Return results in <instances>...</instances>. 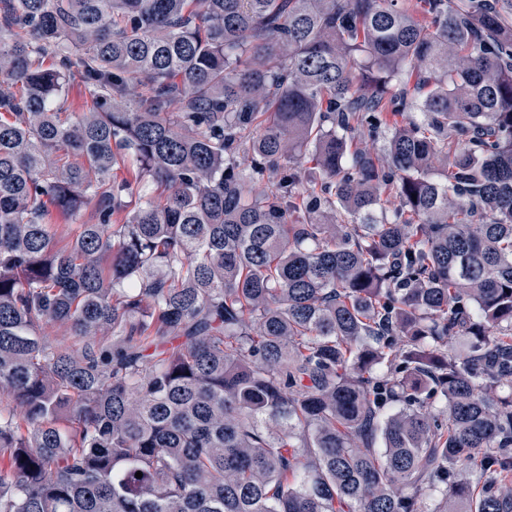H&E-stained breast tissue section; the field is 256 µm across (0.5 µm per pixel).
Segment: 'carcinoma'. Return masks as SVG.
Segmentation results:
<instances>
[{
	"instance_id": "cac0c4a2",
	"label": "carcinoma",
	"mask_w": 512,
	"mask_h": 512,
	"mask_svg": "<svg viewBox=\"0 0 512 512\" xmlns=\"http://www.w3.org/2000/svg\"><path fill=\"white\" fill-rule=\"evenodd\" d=\"M417 4L0 0V512H512V30Z\"/></svg>"
}]
</instances>
